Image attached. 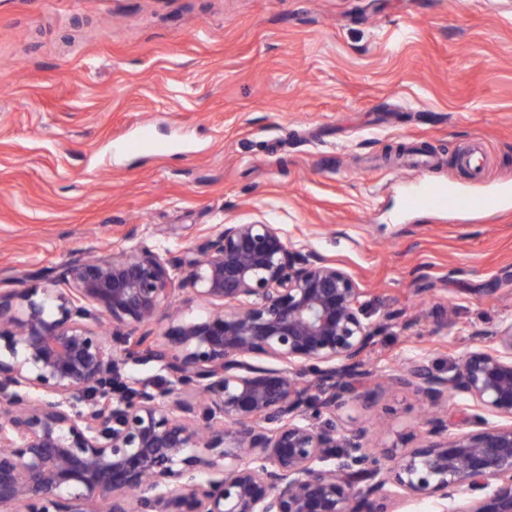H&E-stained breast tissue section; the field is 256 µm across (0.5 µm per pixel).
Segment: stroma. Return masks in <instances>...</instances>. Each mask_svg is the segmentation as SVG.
<instances>
[{"label": "stroma", "instance_id": "stroma-1", "mask_svg": "<svg viewBox=\"0 0 512 512\" xmlns=\"http://www.w3.org/2000/svg\"><path fill=\"white\" fill-rule=\"evenodd\" d=\"M142 124L149 145L113 157ZM474 143L476 181L458 161ZM416 150L449 192L420 209ZM504 191L512 0H0V276L277 225L348 272L371 319L405 320L339 428L414 446L423 407L383 376L447 370L512 321V208L482 204Z\"/></svg>", "mask_w": 512, "mask_h": 512}]
</instances>
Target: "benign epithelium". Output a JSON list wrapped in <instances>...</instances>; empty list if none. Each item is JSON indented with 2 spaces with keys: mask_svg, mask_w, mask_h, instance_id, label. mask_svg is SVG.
Listing matches in <instances>:
<instances>
[{
  "mask_svg": "<svg viewBox=\"0 0 512 512\" xmlns=\"http://www.w3.org/2000/svg\"><path fill=\"white\" fill-rule=\"evenodd\" d=\"M36 277L48 287L0 278V512H512V322L446 373L388 377L431 407L460 397L474 430L431 417L415 446L374 448L336 419L366 401L355 379L401 313L368 320L354 279L277 225L221 224L169 259L82 252ZM185 294L207 313L155 333ZM150 363L162 384L128 380Z\"/></svg>",
  "mask_w": 512,
  "mask_h": 512,
  "instance_id": "benign-epithelium-1",
  "label": "benign epithelium"
}]
</instances>
